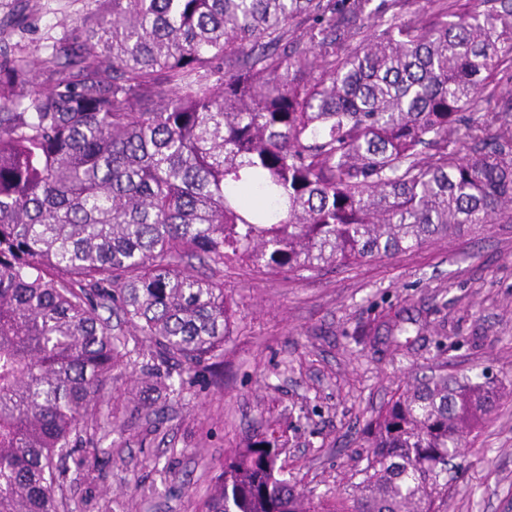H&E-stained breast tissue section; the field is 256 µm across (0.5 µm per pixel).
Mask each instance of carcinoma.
<instances>
[{"mask_svg":"<svg viewBox=\"0 0 512 512\" xmlns=\"http://www.w3.org/2000/svg\"><path fill=\"white\" fill-rule=\"evenodd\" d=\"M32 65L0 49V512H77L123 357L160 397L224 385V266L314 272L512 223V0H107ZM208 274L188 273L193 261ZM509 385L447 365L368 420L345 496L270 423L196 512H448V457Z\"/></svg>","mask_w":512,"mask_h":512,"instance_id":"1","label":"carcinoma"}]
</instances>
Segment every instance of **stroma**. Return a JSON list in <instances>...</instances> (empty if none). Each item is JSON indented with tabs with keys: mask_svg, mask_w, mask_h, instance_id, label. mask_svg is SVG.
<instances>
[{
	"mask_svg": "<svg viewBox=\"0 0 512 512\" xmlns=\"http://www.w3.org/2000/svg\"><path fill=\"white\" fill-rule=\"evenodd\" d=\"M100 0H0V47L31 59L70 38ZM238 329L224 347V384L205 383L162 404L127 355L112 383L118 429L96 481L70 460L78 512H195L227 449L268 421L286 426L280 461L298 486L348 489L366 454V423L409 375L449 373L512 381V223L498 221L391 258L301 276L249 265L224 271ZM423 321L410 347L361 340L394 315ZM448 512H512V399L452 470Z\"/></svg>",
	"mask_w": 512,
	"mask_h": 512,
	"instance_id": "stroma-1",
	"label": "stroma"
}]
</instances>
